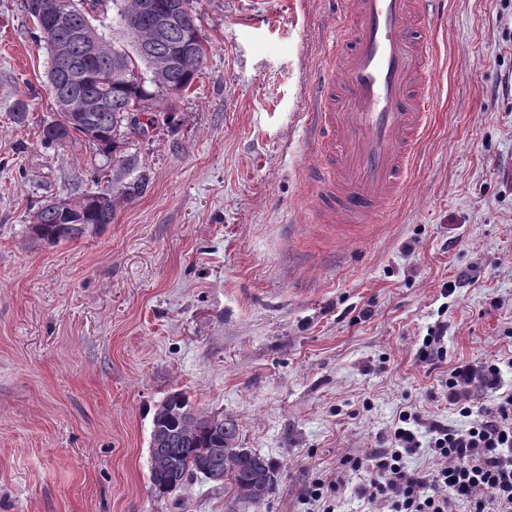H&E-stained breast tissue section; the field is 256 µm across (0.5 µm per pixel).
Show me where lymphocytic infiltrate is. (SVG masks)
Wrapping results in <instances>:
<instances>
[{
    "label": "lymphocytic infiltrate",
    "mask_w": 512,
    "mask_h": 512,
    "mask_svg": "<svg viewBox=\"0 0 512 512\" xmlns=\"http://www.w3.org/2000/svg\"><path fill=\"white\" fill-rule=\"evenodd\" d=\"M445 386L467 429L403 410L382 447L345 458L343 467L367 473L361 494L383 512H512V388L492 361L457 363ZM477 388L493 393L492 408H474ZM424 447L429 465L409 467L407 458Z\"/></svg>",
    "instance_id": "f902f5d3"
}]
</instances>
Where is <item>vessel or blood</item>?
<instances>
[{
    "instance_id": "b4317fda",
    "label": "vessel or blood",
    "mask_w": 512,
    "mask_h": 512,
    "mask_svg": "<svg viewBox=\"0 0 512 512\" xmlns=\"http://www.w3.org/2000/svg\"><path fill=\"white\" fill-rule=\"evenodd\" d=\"M342 22L317 84L319 164L328 215L354 224L397 204L432 110L424 0H336Z\"/></svg>"
}]
</instances>
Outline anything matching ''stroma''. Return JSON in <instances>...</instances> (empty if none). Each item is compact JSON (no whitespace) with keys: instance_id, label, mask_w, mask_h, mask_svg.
I'll return each mask as SVG.
<instances>
[{"instance_id":"35a3bbf8","label":"stroma","mask_w":512,"mask_h":512,"mask_svg":"<svg viewBox=\"0 0 512 512\" xmlns=\"http://www.w3.org/2000/svg\"><path fill=\"white\" fill-rule=\"evenodd\" d=\"M191 8L209 53L189 90L156 99L176 127L111 161L41 144L48 52L23 0H0V512H226L199 477L150 490L152 417L177 390L278 465L267 503L241 512H303L304 486L380 447L401 410L468 428L446 366L496 360L512 385V0H435L432 122L401 201L354 234L309 181L335 6ZM105 188L111 224L31 234L45 199ZM439 323L431 371L416 350Z\"/></svg>"}]
</instances>
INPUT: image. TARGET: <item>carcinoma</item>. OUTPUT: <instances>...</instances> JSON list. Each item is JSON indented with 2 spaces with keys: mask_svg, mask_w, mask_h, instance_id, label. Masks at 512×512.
Segmentation results:
<instances>
[{
  "mask_svg": "<svg viewBox=\"0 0 512 512\" xmlns=\"http://www.w3.org/2000/svg\"><path fill=\"white\" fill-rule=\"evenodd\" d=\"M112 3L116 11L108 24L97 27L92 23L97 14H106L103 6ZM121 0H68L71 14V27L59 29L50 25L48 13H35L27 10L40 40H48L66 47V55L59 61L50 60V67L63 66L78 76L76 83L65 82L59 90L69 93L76 100L101 96L108 106L94 114L98 135L88 143L106 158L116 153L117 142L128 134L134 133V123L127 107L135 102L148 104L157 97V93L167 86L157 82L149 70H144L142 78L135 82H126L112 78V63L119 56L126 57L130 66H135L128 51L115 47L113 35L120 31L122 37L129 39L130 47L152 39L149 21L144 16L127 17ZM88 29L97 35V49L91 56L85 54L80 42L74 40L72 31ZM208 48L198 41L195 55L183 67L174 71L170 82L181 92L187 91L202 71L207 59ZM41 143L49 148H63L79 138H84V130L73 127L68 130L60 123H45L39 128ZM109 198L106 210L98 208L96 197ZM75 211L64 214L46 206L37 208V225L33 232L38 239L48 244H58L76 238V230L68 231L67 224H95L104 226L112 223V210L116 198L112 197V187L100 193H90L74 198ZM167 407L164 414L154 413L152 429H163L169 435L166 447L151 452L149 484L158 497L173 494L171 475L187 474V477L200 476L210 480L205 468L220 465L224 467V495L229 497L228 512H234L236 504H262L272 493L276 481V467L272 461L251 448L237 445L239 424L235 420L225 422L220 434H215L207 422L201 423L196 430L184 432V414L191 413L193 406L188 395L177 390L165 399Z\"/></svg>",
  "mask_w": 512,
  "mask_h": 512,
  "instance_id": "obj_1",
  "label": "carcinoma"
}]
</instances>
